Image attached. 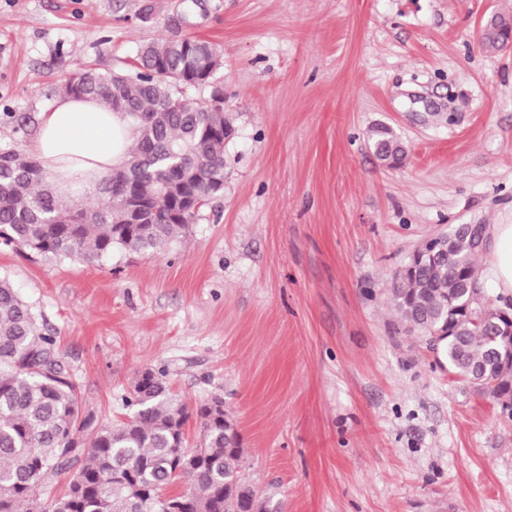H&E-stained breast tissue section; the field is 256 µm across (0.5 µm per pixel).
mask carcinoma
<instances>
[{"instance_id":"cac0c4a2","label":"carcinoma","mask_w":512,"mask_h":512,"mask_svg":"<svg viewBox=\"0 0 512 512\" xmlns=\"http://www.w3.org/2000/svg\"><path fill=\"white\" fill-rule=\"evenodd\" d=\"M222 56L208 41L159 37L143 45L133 75L85 68L57 92L90 96L124 114L138 133L122 167L101 181L90 203L63 198L46 184L38 161L0 148V245L48 260L102 259L116 250L162 253L183 240L198 214H178L175 202L191 193L208 202L224 191V94L213 87ZM378 155L402 160L392 131L372 133ZM139 206L141 224L125 220ZM448 258L427 262L394 280L387 304L405 332L438 337L448 373L467 380L482 368L502 393L512 394V362L492 358L495 344L478 320L495 319L479 272L486 250L479 228L448 229ZM207 399L190 409L172 391L166 372L136 374L126 421L94 425L65 375L54 340L40 332L38 315L12 284L0 279V512H40L45 489L75 474L57 498L68 512H162L156 493L176 477L181 512H241L253 493L243 479L241 436L224 409ZM200 440L187 447L190 419Z\"/></svg>"}]
</instances>
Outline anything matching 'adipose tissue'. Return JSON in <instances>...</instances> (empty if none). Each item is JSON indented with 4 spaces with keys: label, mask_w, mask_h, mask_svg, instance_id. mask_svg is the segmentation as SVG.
<instances>
[{
    "label": "adipose tissue",
    "mask_w": 512,
    "mask_h": 512,
    "mask_svg": "<svg viewBox=\"0 0 512 512\" xmlns=\"http://www.w3.org/2000/svg\"><path fill=\"white\" fill-rule=\"evenodd\" d=\"M134 141L128 121L112 109L92 99L61 96L41 113L28 151L65 197L77 186L95 189L104 175L123 163ZM491 237L492 284L498 293L512 295V224L492 225Z\"/></svg>",
    "instance_id": "adipose-tissue-1"
}]
</instances>
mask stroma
I'll use <instances>...</instances> for the list:
<instances>
[{
    "label": "stroma",
    "instance_id": "obj_1",
    "mask_svg": "<svg viewBox=\"0 0 512 512\" xmlns=\"http://www.w3.org/2000/svg\"><path fill=\"white\" fill-rule=\"evenodd\" d=\"M149 20H142L144 5ZM512 0H0V147L79 65L133 71L160 36L224 66V193L162 254L0 249L103 422L140 370L220 396L243 474L281 512H512V413L454 380L386 306L452 224H512ZM405 148L390 169L371 143ZM371 139L373 140L375 153L379 157L381 154L385 157L392 155L393 159L398 164L400 163L403 157L402 148L389 128L377 127L373 130ZM441 257H443L441 239L439 236H435L430 244V250L424 253H410L407 258L408 261H406L401 267L397 269L394 274V278L400 277L401 275L414 268L416 264H421L427 259H438Z\"/></svg>",
    "mask_w": 512,
    "mask_h": 512
}]
</instances>
